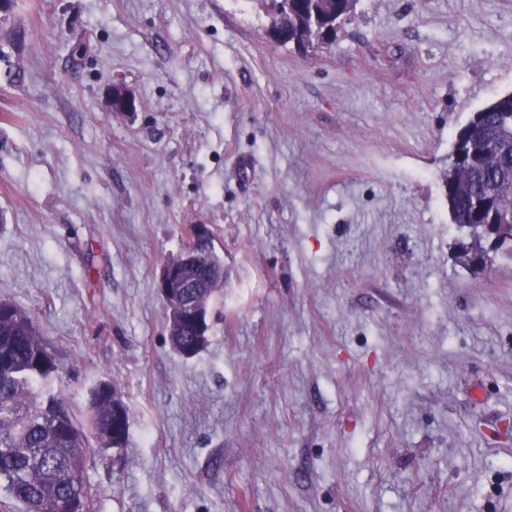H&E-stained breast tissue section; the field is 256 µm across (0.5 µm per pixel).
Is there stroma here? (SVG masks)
<instances>
[{"instance_id": "obj_1", "label": "stroma", "mask_w": 512, "mask_h": 512, "mask_svg": "<svg viewBox=\"0 0 512 512\" xmlns=\"http://www.w3.org/2000/svg\"><path fill=\"white\" fill-rule=\"evenodd\" d=\"M259 0L0 9V299L77 417L114 382L99 512H512V257L473 275L442 181L512 91V0H358L310 51ZM135 109L111 111L113 85ZM208 342L156 284L191 225ZM208 330V325H206ZM205 330L202 336H196V327L194 321L178 316L174 313L169 314L168 337L171 347L180 355L191 357L197 354L206 342Z\"/></svg>"}]
</instances>
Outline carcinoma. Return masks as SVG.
Wrapping results in <instances>:
<instances>
[{
    "instance_id": "carcinoma-1",
    "label": "carcinoma",
    "mask_w": 512,
    "mask_h": 512,
    "mask_svg": "<svg viewBox=\"0 0 512 512\" xmlns=\"http://www.w3.org/2000/svg\"><path fill=\"white\" fill-rule=\"evenodd\" d=\"M358 0H270L266 11L279 26L283 44L298 47L334 38L352 16ZM443 182L448 209L466 240L457 244L458 263L474 274L493 264V253L512 238V92L495 97L463 125L448 155ZM190 289L197 309L208 313L211 298L224 285V266L209 251L193 270ZM168 337L180 355L197 354L206 336L194 321L169 315ZM39 336L33 315L0 300V481L21 512H77L91 490L86 459L106 456L127 441L130 413L110 381L88 394L84 419L64 396L49 387L57 364Z\"/></svg>"
}]
</instances>
